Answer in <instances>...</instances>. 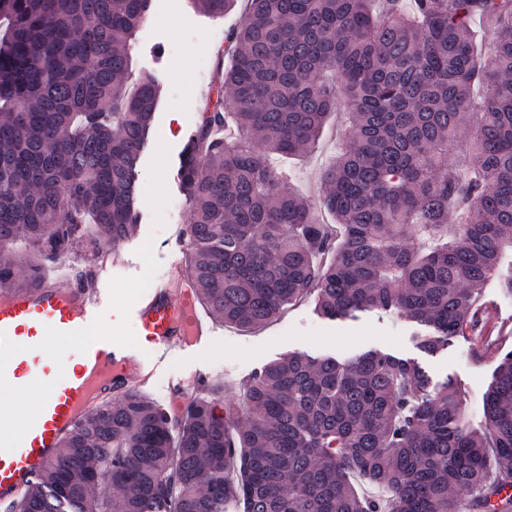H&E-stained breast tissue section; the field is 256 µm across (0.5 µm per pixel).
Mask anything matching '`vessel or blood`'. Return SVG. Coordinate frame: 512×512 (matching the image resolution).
<instances>
[{
    "label": "vessel or blood",
    "instance_id": "1",
    "mask_svg": "<svg viewBox=\"0 0 512 512\" xmlns=\"http://www.w3.org/2000/svg\"><path fill=\"white\" fill-rule=\"evenodd\" d=\"M99 308V295L74 276L0 294V387L44 390L34 416L0 412V433L10 436L0 447V512L40 479L86 412L152 379L139 351L113 341ZM131 314L160 362L172 351L207 343L215 329L211 316L191 305L188 276L177 265ZM56 341L73 346L72 372L54 371L48 349Z\"/></svg>",
    "mask_w": 512,
    "mask_h": 512
}]
</instances>
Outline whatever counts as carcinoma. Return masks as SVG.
<instances>
[{"label":"carcinoma","mask_w":512,"mask_h":512,"mask_svg":"<svg viewBox=\"0 0 512 512\" xmlns=\"http://www.w3.org/2000/svg\"><path fill=\"white\" fill-rule=\"evenodd\" d=\"M221 16L236 0H194ZM150 0H0V247L50 258L135 227L136 168L158 85L132 74ZM492 31L489 63L467 19ZM217 89L186 145V272L210 315L243 330L308 293L330 318L395 310L434 354L474 321L489 281L512 295V0H248ZM349 143L322 173L339 243L271 157L311 151L328 115ZM473 130L465 164L449 163ZM45 268L0 259V287ZM192 398L169 412L137 392L88 412L11 512H512V349L484 423L414 360L296 354L254 373L237 420ZM385 486L383 502L352 478Z\"/></svg>","instance_id":"1"}]
</instances>
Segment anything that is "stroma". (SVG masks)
Returning <instances> with one entry per match:
<instances>
[{"label":"stroma","mask_w":512,"mask_h":512,"mask_svg":"<svg viewBox=\"0 0 512 512\" xmlns=\"http://www.w3.org/2000/svg\"><path fill=\"white\" fill-rule=\"evenodd\" d=\"M245 7V0H237L230 12L216 17L201 12L194 0H151L148 20L137 34L133 70L151 76L161 90L139 162L137 230L117 251L101 257H93L83 242L67 255L69 270L87 288H101L104 319L113 337L127 344L140 341L131 306L173 263L185 260L177 238L191 223L192 213L180 178L183 150L202 119L201 92L213 80L219 63L216 53L241 23ZM351 136L347 113H334L312 152L280 160L279 166L290 172L295 186L311 202H318L321 171ZM421 332V326L395 312L371 310L352 318H329L308 296L264 327L242 331L222 325L206 347L173 352L156 367L154 386L147 395L161 406H170L176 401L172 384L199 373L208 385L223 386L219 405L229 416L242 402L251 375L270 362L294 353L348 361L380 351L422 362L434 381L453 380L463 392L467 422L479 426L496 348L503 340L512 345V298L488 285L478 301L475 331L456 337L435 355L418 348Z\"/></svg>","instance_id":"1"}]
</instances>
